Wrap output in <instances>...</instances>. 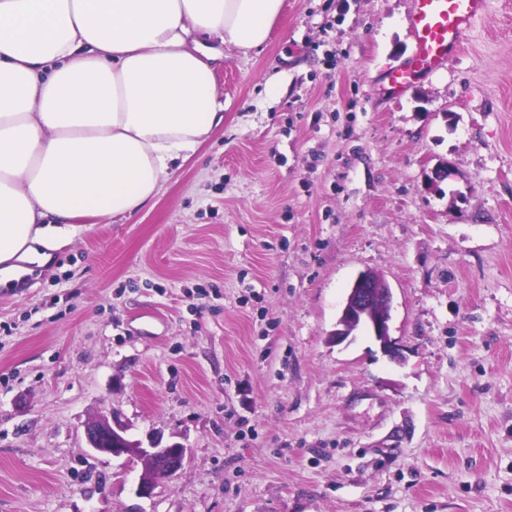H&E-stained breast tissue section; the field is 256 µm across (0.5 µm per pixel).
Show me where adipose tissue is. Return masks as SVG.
<instances>
[{"label":"adipose tissue","mask_w":512,"mask_h":512,"mask_svg":"<svg viewBox=\"0 0 512 512\" xmlns=\"http://www.w3.org/2000/svg\"><path fill=\"white\" fill-rule=\"evenodd\" d=\"M282 7L0 0V276L147 207L224 118L204 39L261 48Z\"/></svg>","instance_id":"1"}]
</instances>
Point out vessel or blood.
<instances>
[{
    "label": "vessel or blood",
    "mask_w": 512,
    "mask_h": 512,
    "mask_svg": "<svg viewBox=\"0 0 512 512\" xmlns=\"http://www.w3.org/2000/svg\"><path fill=\"white\" fill-rule=\"evenodd\" d=\"M488 0H413L408 59L385 75L386 89L404 91L410 83L454 61L462 40L487 11Z\"/></svg>",
    "instance_id": "b4317fda"
}]
</instances>
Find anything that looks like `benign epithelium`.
<instances>
[{
    "label": "benign epithelium",
    "mask_w": 512,
    "mask_h": 512,
    "mask_svg": "<svg viewBox=\"0 0 512 512\" xmlns=\"http://www.w3.org/2000/svg\"><path fill=\"white\" fill-rule=\"evenodd\" d=\"M392 292L384 280L373 272H362L349 289L336 330L330 342L341 344L357 330H367L379 342L382 351L396 361L399 352L390 336ZM84 435L89 448L112 457L135 454L144 462L136 492L142 497L152 494L159 480L176 474L184 465L188 448L179 442L166 446L158 441L147 448L142 443L124 436L120 426L112 425V415L100 413L84 424Z\"/></svg>",
    "instance_id": "7a95c632"
}]
</instances>
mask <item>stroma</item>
Instances as JSON below:
<instances>
[{"label": "stroma", "instance_id": "obj_1", "mask_svg": "<svg viewBox=\"0 0 512 512\" xmlns=\"http://www.w3.org/2000/svg\"><path fill=\"white\" fill-rule=\"evenodd\" d=\"M413 0H283L153 207L0 286V512H512V0L399 94ZM390 360L330 343L353 279ZM109 411L189 458L151 496ZM391 306L389 285L373 272H361L349 289L330 342L338 345L353 336V332L367 330L391 360H399L390 336Z\"/></svg>", "mask_w": 512, "mask_h": 512}]
</instances>
